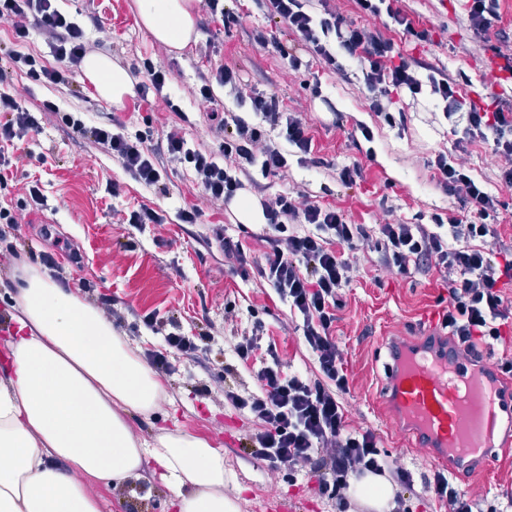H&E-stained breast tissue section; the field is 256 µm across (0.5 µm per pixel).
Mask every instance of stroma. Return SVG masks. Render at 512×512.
<instances>
[{
	"label": "stroma",
	"instance_id": "1",
	"mask_svg": "<svg viewBox=\"0 0 512 512\" xmlns=\"http://www.w3.org/2000/svg\"><path fill=\"white\" fill-rule=\"evenodd\" d=\"M334 3L347 20L392 38L405 58L425 61L432 70L458 78L461 89L479 95L492 93L512 102L511 77L487 80L484 66L492 54L491 45L469 31L461 0H405L416 26L431 29L429 44L404 36L386 15L364 14L358 0ZM57 5L78 18L89 51L110 56L133 83L145 79L140 71L142 59H153L169 69L167 96L144 102L131 93L120 104L110 105L99 99L80 70L74 73L68 92L55 93L34 84L24 73L13 71L9 53L32 54L56 66L46 36L34 28L26 41L16 42L11 23L0 20V70L8 77L4 89L22 106L34 111L53 97L62 109L83 112L90 123L118 121L132 131L143 128L149 118L156 148L167 126L179 122L185 113L190 119L189 138L201 148L214 150L223 134L208 120L213 106L200 98L197 89L202 76L226 65L237 69L257 90L277 95L287 111L300 113L313 138L318 164L290 162L278 176L268 178L270 192L304 193L310 201L341 209L351 224H425L432 213L458 208V201L438 187L429 166L436 154L451 150L455 141L429 92L394 93V107L404 112L405 123L384 124L369 110L368 92L356 61L343 59L342 70L334 71L314 59L308 70L296 72L274 48L255 44L252 32L257 28L273 31L282 43L292 40L287 26L269 18L257 0H226V7L241 17L240 25L228 35L209 20L204 0H192L197 37L180 50L160 44L140 24L136 0H95L97 16L93 19L84 13V0H58ZM313 84L318 85V94H311ZM169 98L180 105V112L169 110L165 104ZM331 103L336 106L332 112L327 109ZM359 122L370 127L372 141H365L356 131ZM19 153L20 163L9 173L6 185L0 186V207L18 216L7 238L16 244L20 261L37 266L42 252L54 253L71 291H79L87 282L115 301L121 317L112 326L139 352L164 344V331L143 322L150 312L176 319L185 334L205 335L194 355L169 351L173 372L163 381L170 401L153 415L129 416L134 433L149 441L177 423L223 448L224 468L230 477L224 492L238 496L239 512H339L335 502L319 497L314 476L291 481L269 474L264 464L245 452L256 424L224 403L225 383L248 390L255 387L231 352L253 319L264 322L285 371L305 373L313 368L302 331L274 289L259 279L245 281L237 276L213 239V228L223 226L227 235L238 238L259 259L268 250L259 239L261 225L242 223L233 205L208 201L185 171H168L164 194L136 182L117 160L63 128L50 112L43 113L40 132L30 134ZM464 160L505 203L490 218L497 230L491 248L512 246V188L501 187L498 181L499 159L487 144L476 141L467 146ZM354 162L361 166L363 176L356 184L343 186L336 171ZM36 180L47 197V209H21V200ZM112 182L121 187L119 197L105 191ZM143 205L164 210L167 224L141 231L124 223L125 213ZM192 205L201 211L198 223H178V208ZM45 227L51 239L42 237ZM357 257L355 278L344 297L346 305L338 311L333 327L351 383V393L344 399L349 425L375 432L395 465L412 472L414 487L406 494L410 512H445V505L422 483L433 471L432 449L409 446L393 421L381 417L371 401L385 378L390 342L418 332L428 301L440 300L446 293L445 284L435 272L403 276L376 269L366 249L358 251ZM230 302L238 312L232 322L224 318V307ZM474 469L471 463L456 467L457 484L476 499L477 512H487L492 504L499 512H512L506 499L512 494V459L499 463L495 472L484 477L475 475ZM102 496V512H169L171 491L146 468L139 479L105 489Z\"/></svg>",
	"mask_w": 512,
	"mask_h": 512
}]
</instances>
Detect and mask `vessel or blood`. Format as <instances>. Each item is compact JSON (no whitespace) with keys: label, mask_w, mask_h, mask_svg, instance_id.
<instances>
[{"label":"vessel or blood","mask_w":512,"mask_h":512,"mask_svg":"<svg viewBox=\"0 0 512 512\" xmlns=\"http://www.w3.org/2000/svg\"><path fill=\"white\" fill-rule=\"evenodd\" d=\"M389 358L375 401L392 404L412 445L437 450L438 463L477 460L486 471L512 448V382L493 366L477 370L423 338L394 342Z\"/></svg>","instance_id":"1"}]
</instances>
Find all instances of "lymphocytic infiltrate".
<instances>
[{"label": "lymphocytic infiltrate", "instance_id": "obj_1", "mask_svg": "<svg viewBox=\"0 0 512 512\" xmlns=\"http://www.w3.org/2000/svg\"><path fill=\"white\" fill-rule=\"evenodd\" d=\"M321 6L322 14L315 16L307 10L305 0H264L266 13L287 25L293 44L278 45L272 32L259 28L254 31V41L263 47L277 46L295 70L308 67L314 58L337 69L336 53L344 51L360 67L371 111L390 125L396 122L391 109L393 92L405 89L416 95L429 90L442 104L451 125L463 127V136L456 139L452 153H438L431 166L438 185L469 207L471 214L465 220L451 212L435 213L427 224H350L336 208L281 192L260 200L266 219L261 238L269 246L262 260L248 257L238 239L224 234L218 237L233 271L241 278L254 275L269 283L287 304L314 361L312 373L284 371L275 344L265 341L263 322L254 321L251 329L239 336L232 352L235 360L250 370L255 387L243 391L235 384H225L224 401L260 422V429L248 439L256 459L292 480L318 474L319 496L344 507L349 503L352 480L390 469L389 455L376 434L348 427L344 398L351 386L344 352L332 334L336 312L354 279L355 253L362 248L376 252L378 267L400 275L441 274L448 288L442 326L457 354L478 362L483 348L503 343L505 330L512 325V300L506 295L512 286V248H488L496 230L486 218L497 210L500 200L472 175L459 153L465 142L487 143L500 160L499 183L511 188L512 107L489 112L466 104L455 79L422 76L421 62L396 60L391 39L348 23L329 0H322ZM4 17L12 20L20 41L28 38L30 26H38L59 62L58 67L49 68L37 57L14 52L10 55L13 69L49 87H68L87 53L83 28L58 9L56 0H0V19ZM217 84L223 86L226 97L249 103L256 122L212 112L224 134L214 151L200 148L182 127L170 128L165 134L168 162L189 173L206 199L225 203L242 188L244 179L279 175L288 166L284 151L288 145L294 147L300 164H316L315 145L300 115L287 111L276 95L247 90L239 72L222 65L214 82L201 85V98L214 102ZM42 109L58 112L62 126L99 145L133 179L165 191L163 171L148 145L151 132L131 133L120 123L92 125L84 113L59 112L57 104L48 100ZM39 129L37 117L1 90L0 183L13 166L5 146L23 141ZM260 350L265 359H257ZM393 472L401 491L387 512H409L403 492L413 488V476L404 468Z\"/></svg>", "mask_w": 512, "mask_h": 512}]
</instances>
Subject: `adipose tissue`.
<instances>
[{
    "label": "adipose tissue",
    "mask_w": 512,
    "mask_h": 512,
    "mask_svg": "<svg viewBox=\"0 0 512 512\" xmlns=\"http://www.w3.org/2000/svg\"><path fill=\"white\" fill-rule=\"evenodd\" d=\"M137 2L157 41L192 40L190 0ZM82 70L106 103L132 89L106 54H88ZM14 288L0 353V512H101L99 487L148 464L171 487L173 512H239L224 493L222 449L179 426L150 442L133 433L128 415H149L167 391L109 320L31 265Z\"/></svg>",
    "instance_id": "ef3b65f1"
}]
</instances>
